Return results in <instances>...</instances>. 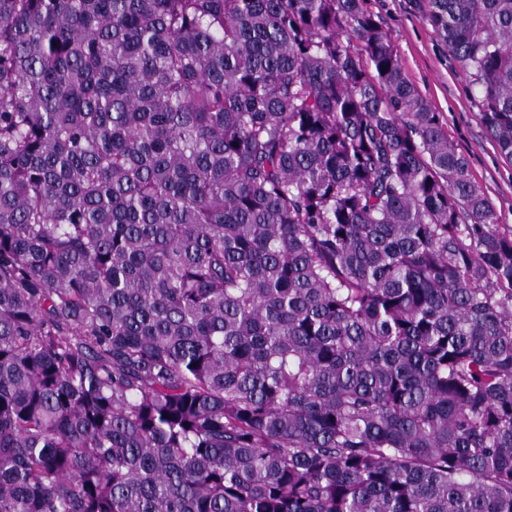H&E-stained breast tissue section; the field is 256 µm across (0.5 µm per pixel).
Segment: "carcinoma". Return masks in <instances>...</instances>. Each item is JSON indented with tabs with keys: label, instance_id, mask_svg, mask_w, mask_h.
I'll return each instance as SVG.
<instances>
[{
	"label": "carcinoma",
	"instance_id": "obj_1",
	"mask_svg": "<svg viewBox=\"0 0 512 512\" xmlns=\"http://www.w3.org/2000/svg\"><path fill=\"white\" fill-rule=\"evenodd\" d=\"M365 0H0V512H512V233ZM512 160V0H429Z\"/></svg>",
	"mask_w": 512,
	"mask_h": 512
}]
</instances>
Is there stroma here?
Here are the masks:
<instances>
[{"label": "stroma", "instance_id": "obj_1", "mask_svg": "<svg viewBox=\"0 0 512 512\" xmlns=\"http://www.w3.org/2000/svg\"><path fill=\"white\" fill-rule=\"evenodd\" d=\"M389 32L403 68L443 129L469 163L498 216V228L512 229V161L495 149L480 119L473 77L454 58L423 14L427 0H365Z\"/></svg>", "mask_w": 512, "mask_h": 512}]
</instances>
